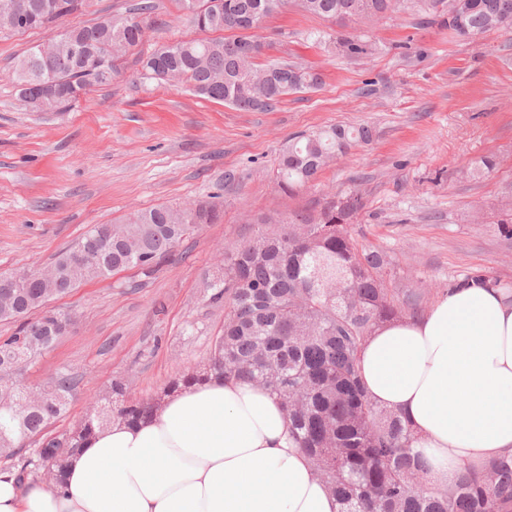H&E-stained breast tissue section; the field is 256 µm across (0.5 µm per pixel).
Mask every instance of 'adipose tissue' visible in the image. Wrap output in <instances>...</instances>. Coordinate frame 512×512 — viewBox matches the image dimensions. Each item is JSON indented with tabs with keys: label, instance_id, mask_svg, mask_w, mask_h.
<instances>
[{
	"label": "adipose tissue",
	"instance_id": "obj_1",
	"mask_svg": "<svg viewBox=\"0 0 512 512\" xmlns=\"http://www.w3.org/2000/svg\"><path fill=\"white\" fill-rule=\"evenodd\" d=\"M371 399L402 414L453 484L512 456V296L454 287L416 319L383 324L360 359ZM288 434L277 397L210 376L137 423L113 421L68 460L63 490L0 473V512H340Z\"/></svg>",
	"mask_w": 512,
	"mask_h": 512
}]
</instances>
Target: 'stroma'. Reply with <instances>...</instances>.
Wrapping results in <instances>:
<instances>
[{
	"label": "stroma",
	"instance_id": "35a3bbf8",
	"mask_svg": "<svg viewBox=\"0 0 512 512\" xmlns=\"http://www.w3.org/2000/svg\"><path fill=\"white\" fill-rule=\"evenodd\" d=\"M155 3L167 27L68 112L25 108L12 81L15 62L57 29L0 36V273L50 265L91 226L160 204L209 199L222 213L152 276L129 268L53 301L77 326L25 373L38 384L61 368L79 379L52 432L71 428L113 378L148 398L207 361L224 307L203 278L225 242L250 237L251 215L284 217L357 190L366 206L354 234L386 253L398 287L443 293L481 270L512 289L501 222L512 213V32L464 40L419 24L405 0L374 24L349 23L375 46L351 62L326 42L333 24L289 4L260 29L259 61L313 68L323 85L241 111L144 78L139 60L159 43L198 36L175 0ZM331 125H368L373 138L307 189L282 193L276 169L289 137ZM485 158L494 167L478 172Z\"/></svg>",
	"mask_w": 512,
	"mask_h": 512
}]
</instances>
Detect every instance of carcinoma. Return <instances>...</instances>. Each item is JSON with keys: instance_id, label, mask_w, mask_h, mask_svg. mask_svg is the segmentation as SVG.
Segmentation results:
<instances>
[{"instance_id": "obj_1", "label": "carcinoma", "mask_w": 512, "mask_h": 512, "mask_svg": "<svg viewBox=\"0 0 512 512\" xmlns=\"http://www.w3.org/2000/svg\"><path fill=\"white\" fill-rule=\"evenodd\" d=\"M9 2L25 16L17 33L60 25L90 6V0ZM401 2L294 0L301 12L339 26L329 43L347 59L372 52L345 30L347 22H370ZM177 3L198 31L234 35L162 44L141 60L145 77L186 84L200 97L243 111H270L289 93L322 84L320 73L301 65L253 64L269 72L267 83L241 71L240 52L249 46L257 57L264 48L252 30L279 13L286 0ZM423 4L426 22L461 38L512 31V0ZM154 10L153 2L145 0L139 7L142 19L112 15L93 25L65 28L46 60L39 46L32 47L15 67L20 100L38 111L72 109L92 88L112 81L116 62L142 42V25H167L152 16ZM371 137L368 126H330L291 138L278 158V187L289 194L302 190L355 143ZM339 200L282 220L259 217L247 241L224 246L222 266L204 281L209 300L224 303V326L206 364L186 370L147 399L131 398L125 381L115 379L103 396L105 406H89L73 428L54 436L45 433L46 426L67 412L75 376L56 372L42 387V400L20 412L14 382L64 334L58 320L66 313L48 305L77 288L67 272L70 255L81 246L92 250L83 283L127 268L148 277L199 225L214 223L218 212L203 202L138 211L119 224L121 240L93 244L89 229L61 251L53 262L60 269L54 281L30 276L0 287V322L15 326L11 335L0 338V457L13 458L35 445L16 471L17 483L35 481L47 469L51 484L61 486V449L77 451L114 419L137 422L169 394L215 373L251 379L279 397L291 436L340 499L343 512H512V457L492 459L451 486L433 487L425 462L414 451L415 432L408 422L369 398L359 373L365 342L386 322L420 316L425 293L396 287L387 255L354 236L352 223L365 208L362 195L351 191Z\"/></svg>"}]
</instances>
